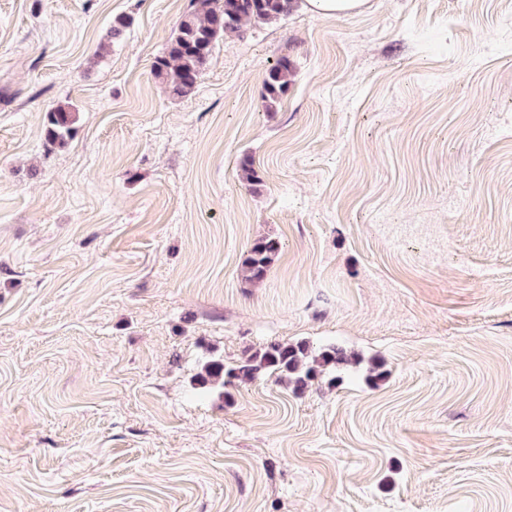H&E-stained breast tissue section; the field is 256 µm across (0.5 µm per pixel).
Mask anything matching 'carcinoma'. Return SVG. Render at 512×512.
Instances as JSON below:
<instances>
[{
    "instance_id": "cac0c4a2",
    "label": "carcinoma",
    "mask_w": 512,
    "mask_h": 512,
    "mask_svg": "<svg viewBox=\"0 0 512 512\" xmlns=\"http://www.w3.org/2000/svg\"><path fill=\"white\" fill-rule=\"evenodd\" d=\"M295 0H195L193 11L179 21L164 52L151 65L153 78L172 97L189 96L207 68L220 37L242 33L249 26L273 23L289 14ZM293 71L287 60L270 68L264 79L265 110H277L292 83ZM77 112L59 105L47 112L45 141L53 148L68 144L76 133ZM280 251V243L270 236L254 240L241 263L245 281H262ZM353 355L329 345L318 350L304 342H274L228 367L211 360L195 377V385L209 389L234 382H251L262 374L284 377L297 391L304 390L328 370L351 364Z\"/></svg>"
}]
</instances>
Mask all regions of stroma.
Masks as SVG:
<instances>
[{
  "mask_svg": "<svg viewBox=\"0 0 512 512\" xmlns=\"http://www.w3.org/2000/svg\"><path fill=\"white\" fill-rule=\"evenodd\" d=\"M192 4L0 0V512H512V0L298 7L174 98ZM272 342L356 362L194 388ZM369 0H304V7L322 17H341L363 11ZM293 71L288 60H281L270 68L264 79L263 102L265 110H277L293 79ZM77 112L70 106L59 105L47 112L45 124V141L53 148L68 144L76 133ZM279 251L280 243L276 238L262 236L255 239L241 263L244 280L251 283L262 281Z\"/></svg>",
  "mask_w": 512,
  "mask_h": 512,
  "instance_id": "1",
  "label": "stroma"
}]
</instances>
